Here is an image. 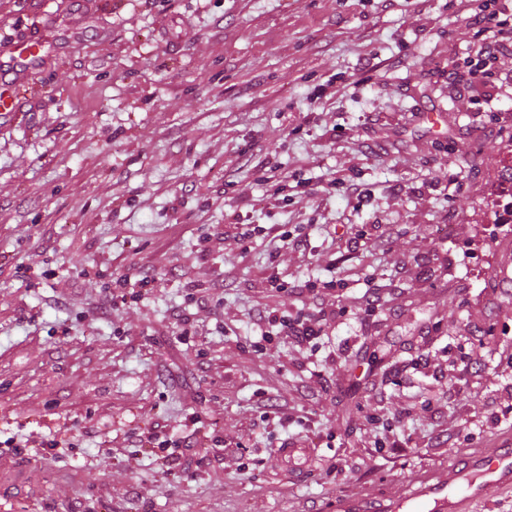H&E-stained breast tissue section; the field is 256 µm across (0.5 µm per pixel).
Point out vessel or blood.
<instances>
[{
    "label": "vessel or blood",
    "mask_w": 512,
    "mask_h": 512,
    "mask_svg": "<svg viewBox=\"0 0 512 512\" xmlns=\"http://www.w3.org/2000/svg\"><path fill=\"white\" fill-rule=\"evenodd\" d=\"M8 52L16 73L40 61L46 54L43 39L30 38L12 43ZM512 491V439L502 438L496 447L478 451L448 466L445 483L423 475L411 480L404 500L370 505L364 499L345 498L337 512H402L405 502L423 501L427 512H472L473 505L490 491Z\"/></svg>",
    "instance_id": "b4317fda"
}]
</instances>
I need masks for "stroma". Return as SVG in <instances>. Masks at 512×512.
Segmentation results:
<instances>
[{
    "label": "stroma",
    "mask_w": 512,
    "mask_h": 512,
    "mask_svg": "<svg viewBox=\"0 0 512 512\" xmlns=\"http://www.w3.org/2000/svg\"><path fill=\"white\" fill-rule=\"evenodd\" d=\"M32 35L0 118V512H335L512 426V56L449 84L481 39L454 0H0V45ZM272 282L320 336L259 320ZM46 46L41 38L21 40L9 46L8 52L12 63L15 65L18 78L21 77L29 64L40 61L48 53Z\"/></svg>",
    "instance_id": "1"
}]
</instances>
